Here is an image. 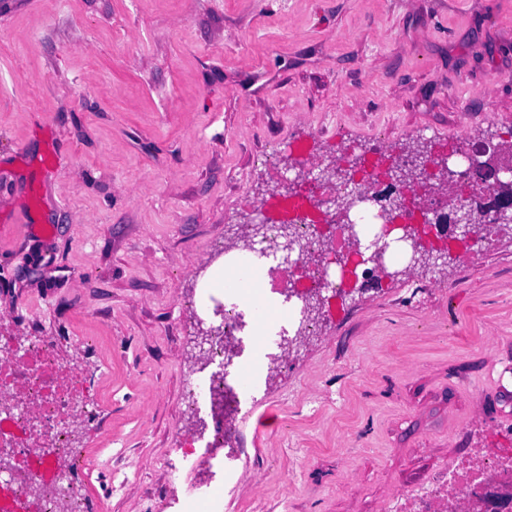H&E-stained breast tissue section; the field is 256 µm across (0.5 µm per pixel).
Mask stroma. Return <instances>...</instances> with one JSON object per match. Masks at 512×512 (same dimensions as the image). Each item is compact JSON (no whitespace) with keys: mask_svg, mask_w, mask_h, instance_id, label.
Returning <instances> with one entry per match:
<instances>
[{"mask_svg":"<svg viewBox=\"0 0 512 512\" xmlns=\"http://www.w3.org/2000/svg\"><path fill=\"white\" fill-rule=\"evenodd\" d=\"M509 137L512 0H0V325L51 330L97 400L83 512H169L199 428L188 302L283 178L378 138ZM312 320L224 512H385L512 448V223Z\"/></svg>","mask_w":512,"mask_h":512,"instance_id":"stroma-1","label":"stroma"}]
</instances>
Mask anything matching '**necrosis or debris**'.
<instances>
[{
    "label": "necrosis or debris",
    "mask_w": 512,
    "mask_h": 512,
    "mask_svg": "<svg viewBox=\"0 0 512 512\" xmlns=\"http://www.w3.org/2000/svg\"><path fill=\"white\" fill-rule=\"evenodd\" d=\"M304 204L290 211L300 227L291 252L259 242L248 254L268 261L263 275L270 286L287 281L292 268L320 247L316 227ZM247 289L207 291L192 300V316L209 317L212 347L190 389L193 412L211 409L209 434L183 432L184 451L172 473L184 493L170 501L171 512H189L191 504L210 498L211 487L193 479L194 472L212 466L217 448L238 437L254 412L252 388L276 373L281 355L271 352L270 337L246 335ZM94 401L82 374L65 364L56 343L46 336H25L20 342L0 334V442L13 448V468L5 472L9 502L0 512H81V492L68 479L79 431L94 418ZM488 474L486 466L456 465L426 483L399 494L387 512H445L449 494L458 498L457 512H466L472 491Z\"/></svg>",
    "instance_id": "4bbe7bcc"
}]
</instances>
